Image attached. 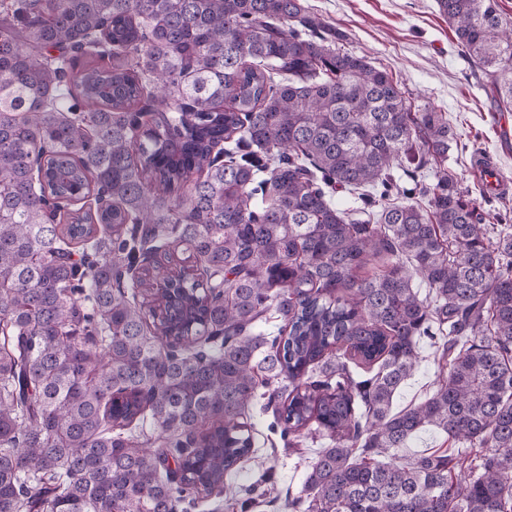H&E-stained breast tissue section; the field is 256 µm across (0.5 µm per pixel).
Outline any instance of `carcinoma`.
<instances>
[{"mask_svg":"<svg viewBox=\"0 0 512 512\" xmlns=\"http://www.w3.org/2000/svg\"><path fill=\"white\" fill-rule=\"evenodd\" d=\"M436 3L511 108L512 19ZM344 40L307 0H0V512H247L274 435L329 440L287 512H512V214ZM437 368L433 363L431 350L426 342L420 344V361L413 376L405 383L394 399V409L401 410L422 400L436 379ZM442 435L434 431L419 433L410 442V448H405V453L411 456H419L430 452L433 448L441 447Z\"/></svg>","mask_w":512,"mask_h":512,"instance_id":"obj_1","label":"carcinoma"}]
</instances>
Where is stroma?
Returning a JSON list of instances; mask_svg holds the SVG:
<instances>
[{"label": "stroma", "instance_id": "1", "mask_svg": "<svg viewBox=\"0 0 512 512\" xmlns=\"http://www.w3.org/2000/svg\"><path fill=\"white\" fill-rule=\"evenodd\" d=\"M314 12L345 30L346 51L366 56L371 64L392 74L412 104L440 112L453 134L448 167L479 198L482 181L474 172V148L503 175L506 186L490 210H512V109L499 110L490 79L464 56L453 29L436 0H307ZM428 344L420 346L413 376L394 399L395 409L422 400L436 379ZM326 440L306 448L304 455L288 453L282 445L259 449L244 465L242 481L273 469L279 498L296 493L309 465Z\"/></svg>", "mask_w": 512, "mask_h": 512}]
</instances>
